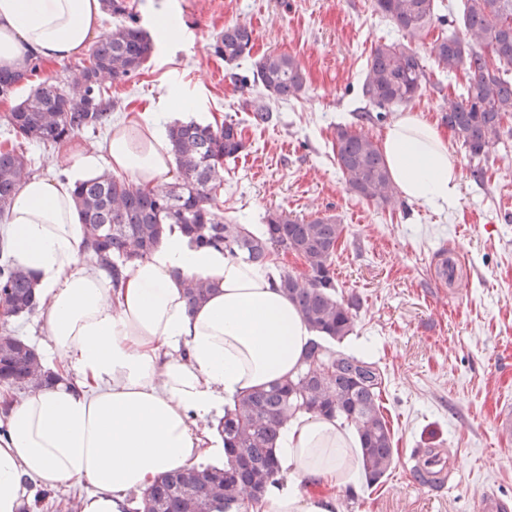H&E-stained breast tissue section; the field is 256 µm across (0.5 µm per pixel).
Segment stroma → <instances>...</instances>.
<instances>
[{
  "label": "stroma",
  "mask_w": 512,
  "mask_h": 512,
  "mask_svg": "<svg viewBox=\"0 0 512 512\" xmlns=\"http://www.w3.org/2000/svg\"><path fill=\"white\" fill-rule=\"evenodd\" d=\"M146 31L159 12L177 13L180 37L157 42L137 74L107 83L113 123L147 112L161 124L192 118L240 124L246 150L224 166L217 203L225 221L259 227L266 211L293 218L332 216L346 232L334 257L338 295L360 308L345 348L359 347L385 368L384 414L399 455L375 487L336 495V512H478L497 493L512 512V137L485 156L455 148L456 201L437 209L399 199L390 208L349 192L333 150L337 125L381 141L387 121L365 122L362 85L374 45L402 34L373 0H130ZM440 22L412 41L433 84L408 110L435 125L455 100L465 73H436L430 49L462 30L460 0H438ZM245 23L254 49L238 72L250 75L267 53L300 64L304 93L276 104L266 127L238 111L241 90L212 44L224 27ZM76 58L40 65L0 98V142L8 112L45 78L65 79ZM192 103L183 112L181 100ZM482 168L483 179L472 172ZM442 448L458 476L435 494L410 476L412 451Z\"/></svg>",
  "instance_id": "stroma-1"
}]
</instances>
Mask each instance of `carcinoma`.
Instances as JSON below:
<instances>
[{
  "mask_svg": "<svg viewBox=\"0 0 512 512\" xmlns=\"http://www.w3.org/2000/svg\"><path fill=\"white\" fill-rule=\"evenodd\" d=\"M464 32L437 39L431 55L438 72L462 69L468 80L459 101L444 116L455 141L473 157L488 153L512 118V0H461ZM105 11L120 23L101 37L89 60L70 70L69 81L83 88L76 96L66 83L52 78L39 82L16 106L6 122L26 141L56 144L112 120L114 102L105 97L104 81L122 80L140 70L154 51V42L138 25L129 0H104ZM374 10L392 22L403 36L415 39L440 19L436 0H374ZM253 30L244 23L224 27L213 43L214 54L226 63L229 77L241 88L247 77L232 71L251 57ZM257 96L245 97L240 107L255 126L273 119L272 101L296 99L305 77L290 55L271 53L254 64ZM429 78L418 54L409 45L392 41L372 50L362 86L367 102L360 118L372 120L371 108L405 106L421 96ZM167 144L179 180L142 188L109 174L78 183L75 203L85 226L86 249L119 281L122 267L146 258L158 244L166 225L176 224L197 244L224 247L264 266L272 252L303 259L299 277L286 270L279 285L315 333L297 374L283 383L253 389L224 412L220 428L229 449L227 466L192 467L166 474L140 495L135 512H241L259 502L278 473L276 441L283 426L300 411L340 417L357 429L360 464L370 484H378L392 468L396 448L384 416L382 396L387 374L365 353L336 349L354 329L357 298L337 297L333 256L345 232L333 217L291 218L269 210L260 231L231 224L218 213L216 192L224 181V161L243 153L246 144L238 124L197 121L168 127ZM336 164L346 188L386 208L396 201L385 158L369 137L346 126L336 128ZM32 160L15 149L0 150V213L10 207L19 185L31 175ZM209 283L192 279L184 288L189 306L203 303ZM37 307L30 273L0 264V308L10 316L30 314ZM56 376L45 370L33 347L8 333L0 335V381L37 390Z\"/></svg>",
  "mask_w": 512,
  "mask_h": 512,
  "instance_id": "cac0c4a2",
  "label": "carcinoma"
}]
</instances>
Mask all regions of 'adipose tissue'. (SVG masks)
<instances>
[{"instance_id":"obj_1","label":"adipose tissue","mask_w":512,"mask_h":512,"mask_svg":"<svg viewBox=\"0 0 512 512\" xmlns=\"http://www.w3.org/2000/svg\"><path fill=\"white\" fill-rule=\"evenodd\" d=\"M100 0H0V69L29 70L84 53L101 24ZM392 181L410 201L441 206L458 192L448 142L422 116L394 118L382 139ZM53 164L64 178L35 174L0 217L14 264L35 276L38 319L49 340L53 385L10 404L0 434V512H19L28 484L89 483L81 512H126L131 494L160 475L224 461L212 423L236 398L294 376L314 338L270 266L201 247L179 226L120 282L86 260L75 182L108 169L142 187L172 182L162 127L137 113L104 142H64ZM213 290L197 307L184 282ZM354 427L306 412L283 427L280 474L257 512H336V492L357 487Z\"/></svg>"}]
</instances>
